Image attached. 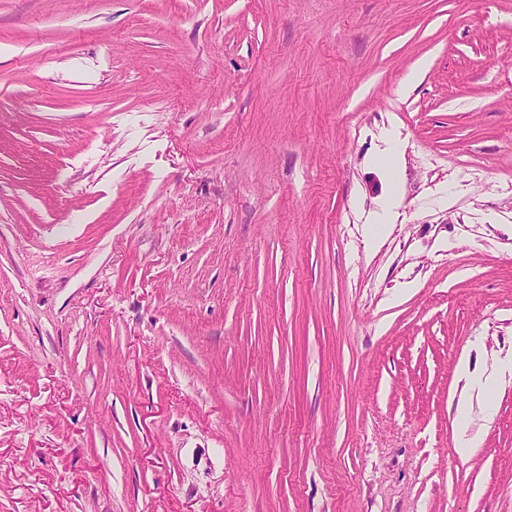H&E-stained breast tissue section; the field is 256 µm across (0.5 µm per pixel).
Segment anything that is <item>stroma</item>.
Masks as SVG:
<instances>
[{
  "label": "stroma",
  "instance_id": "stroma-1",
  "mask_svg": "<svg viewBox=\"0 0 512 512\" xmlns=\"http://www.w3.org/2000/svg\"><path fill=\"white\" fill-rule=\"evenodd\" d=\"M0 512H512V0H0Z\"/></svg>",
  "mask_w": 512,
  "mask_h": 512
}]
</instances>
